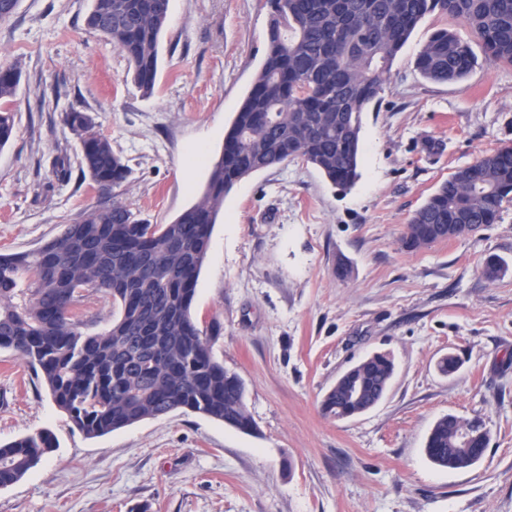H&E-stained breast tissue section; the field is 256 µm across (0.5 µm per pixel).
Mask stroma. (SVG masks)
I'll use <instances>...</instances> for the list:
<instances>
[{
  "mask_svg": "<svg viewBox=\"0 0 512 512\" xmlns=\"http://www.w3.org/2000/svg\"><path fill=\"white\" fill-rule=\"evenodd\" d=\"M91 0H20L0 23V62L20 61L15 133L0 150V253L36 249L108 197L154 224L198 202L259 70L265 0H171L152 94L85 24ZM426 17L362 115L361 178L340 189L293 160L233 187L214 226L192 312L218 320L214 353L244 382L243 433L188 410L98 438L81 433L11 350H0V443L44 428L57 450L0 489V512H512V203L497 223L414 251L405 228L459 168L512 144V67L424 79ZM92 115L130 168L110 194L80 162L67 112ZM205 143L204 160L190 152ZM495 254L508 267L487 278ZM350 267L336 275L338 262ZM394 376L355 417L325 415L337 377L373 353ZM459 367L441 374L439 361ZM481 420L484 457L450 470L424 448L445 415Z\"/></svg>",
  "mask_w": 512,
  "mask_h": 512,
  "instance_id": "obj_1",
  "label": "stroma"
}]
</instances>
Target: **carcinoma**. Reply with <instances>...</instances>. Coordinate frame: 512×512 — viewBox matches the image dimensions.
<instances>
[{"label":"carcinoma","mask_w":512,"mask_h":512,"mask_svg":"<svg viewBox=\"0 0 512 512\" xmlns=\"http://www.w3.org/2000/svg\"><path fill=\"white\" fill-rule=\"evenodd\" d=\"M270 23L262 65L234 113L224 150L212 164L198 203L167 224L140 218L119 200L85 211L41 248L0 254V349H12L47 387L56 406L93 438L184 409L243 432L255 428L237 374L212 347L223 327L200 326L192 303L224 196L253 173L301 159L334 185L359 178L362 114L388 81L392 63L419 22L448 16L469 30L485 63L512 67V0H266ZM169 0H93L91 31L126 57L134 84L152 93ZM469 41L446 28L422 46L415 66L434 82H458L477 66ZM20 62L0 65V149L15 131L7 104ZM66 124L81 146L80 174L105 194L129 166L95 130L86 112ZM512 202V145H503L442 182L415 211L403 246L428 247L476 233ZM27 287L22 288V281ZM94 291L112 298L118 316L85 333L76 308ZM394 363L385 353L346 370L322 410L359 415L385 396ZM488 433L454 415L431 428L425 454L433 464L466 469L480 461ZM58 447L49 430L0 445V489L34 469Z\"/></svg>","instance_id":"obj_1"}]
</instances>
